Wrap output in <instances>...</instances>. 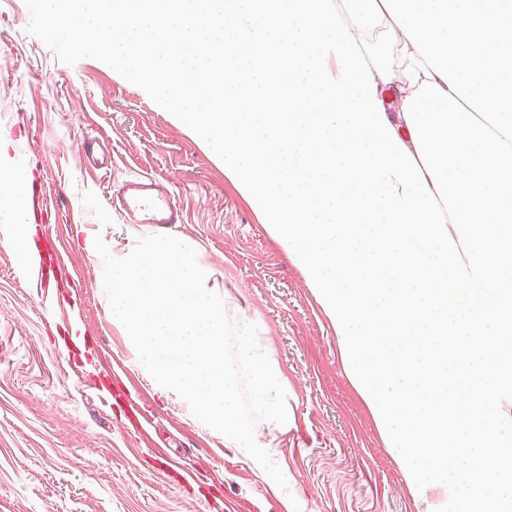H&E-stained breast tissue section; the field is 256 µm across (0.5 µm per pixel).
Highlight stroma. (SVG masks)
<instances>
[{"instance_id":"stroma-1","label":"stroma","mask_w":512,"mask_h":512,"mask_svg":"<svg viewBox=\"0 0 512 512\" xmlns=\"http://www.w3.org/2000/svg\"><path fill=\"white\" fill-rule=\"evenodd\" d=\"M24 0H0V166L36 211L34 242L70 260L52 300L0 237V512H426L352 383L336 333L301 270L213 152L104 63L74 65L30 35ZM104 139L109 167L79 148ZM149 173L170 191L230 319L249 316L288 381L290 427L264 421L280 488L222 434L161 395L112 324L95 236L125 245L122 184ZM192 473L175 484L166 464Z\"/></svg>"}]
</instances>
